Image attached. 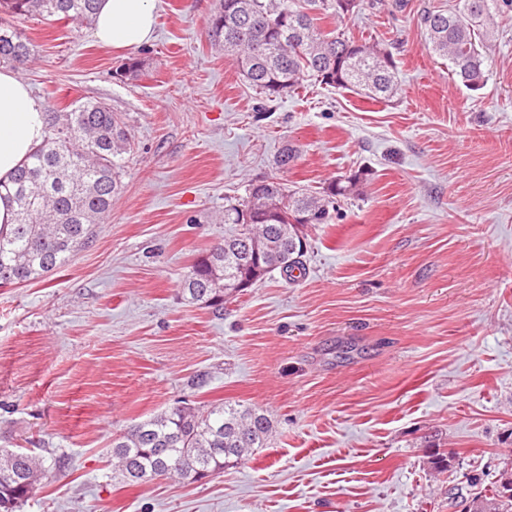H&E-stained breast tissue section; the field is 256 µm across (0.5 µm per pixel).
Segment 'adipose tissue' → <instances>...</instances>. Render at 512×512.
I'll list each match as a JSON object with an SVG mask.
<instances>
[{
  "label": "adipose tissue",
  "instance_id": "ef3b65f1",
  "mask_svg": "<svg viewBox=\"0 0 512 512\" xmlns=\"http://www.w3.org/2000/svg\"><path fill=\"white\" fill-rule=\"evenodd\" d=\"M154 0H98L92 34L112 51L149 42L154 34ZM45 118L28 84L9 70H0V180H9L42 143Z\"/></svg>",
  "mask_w": 512,
  "mask_h": 512
}]
</instances>
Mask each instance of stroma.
Wrapping results in <instances>:
<instances>
[{"mask_svg": "<svg viewBox=\"0 0 512 512\" xmlns=\"http://www.w3.org/2000/svg\"><path fill=\"white\" fill-rule=\"evenodd\" d=\"M455 2L322 20L392 51L384 103L311 76L260 94L209 40L216 0H156L153 38L122 53L21 21L43 109L102 102L135 141L90 246L0 287V448L49 469L21 512H467L512 476V9L472 91L426 44L423 16ZM275 174L363 180L308 225L301 278L273 271L218 314L182 300L225 206ZM180 400L259 408L272 435L214 478L123 482L113 436Z\"/></svg>", "mask_w": 512, "mask_h": 512, "instance_id": "stroma-1", "label": "stroma"}]
</instances>
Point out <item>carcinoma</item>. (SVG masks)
<instances>
[{
    "label": "carcinoma",
    "mask_w": 512,
    "mask_h": 512,
    "mask_svg": "<svg viewBox=\"0 0 512 512\" xmlns=\"http://www.w3.org/2000/svg\"><path fill=\"white\" fill-rule=\"evenodd\" d=\"M360 0H218L206 20L214 44L235 55L238 69L255 88L279 96L313 74L321 82L389 100L398 92L392 53L375 43L324 31L319 21L344 17ZM97 0H0V64L24 67L31 43L19 21L31 17L90 22ZM512 0H459L448 12L424 17L430 49L448 60L452 75L479 90L485 81L484 48L498 34L497 16ZM132 58L112 72L123 82L137 75ZM132 137L121 114L94 101H76L46 112L43 142L7 183L0 182L16 205L15 224L0 228V287L20 285L57 271L93 241L95 224L112 207L121 187L125 155ZM360 176L329 182L321 190L290 189L273 178L250 184L245 199L224 208V223L236 231L223 247L211 248L195 261L181 283L184 297L219 311L224 281L251 272L249 240L261 238L276 269L293 277L304 270L305 253L282 229L300 217L325 224L336 198L358 192ZM271 419L260 409L219 403L207 409L175 405L139 421L112 439L115 470L127 481L165 476L187 483L195 475L217 476L265 447ZM0 512H19L37 483L47 476L42 460L23 451L0 449Z\"/></svg>",
    "instance_id": "cac0c4a2"
}]
</instances>
